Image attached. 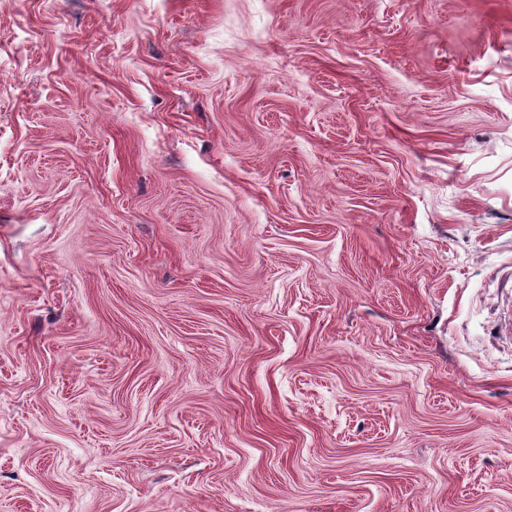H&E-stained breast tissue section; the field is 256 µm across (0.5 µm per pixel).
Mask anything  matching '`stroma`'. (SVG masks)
Here are the masks:
<instances>
[{
    "instance_id": "35a3bbf8",
    "label": "stroma",
    "mask_w": 512,
    "mask_h": 512,
    "mask_svg": "<svg viewBox=\"0 0 512 512\" xmlns=\"http://www.w3.org/2000/svg\"><path fill=\"white\" fill-rule=\"evenodd\" d=\"M0 512H512V0H0Z\"/></svg>"
}]
</instances>
